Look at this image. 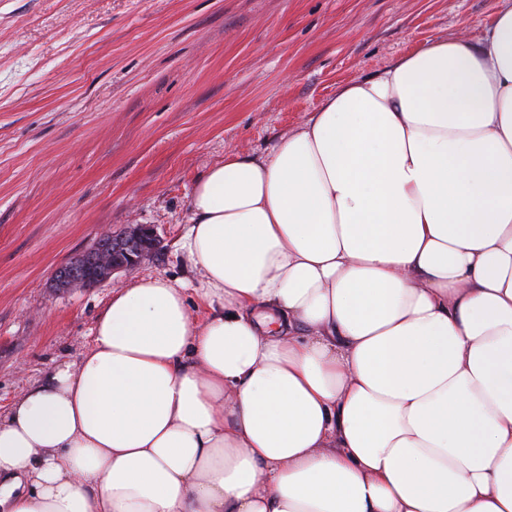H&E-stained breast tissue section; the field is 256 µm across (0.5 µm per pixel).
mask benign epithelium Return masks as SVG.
Segmentation results:
<instances>
[{
    "instance_id": "benign-epithelium-1",
    "label": "benign epithelium",
    "mask_w": 512,
    "mask_h": 512,
    "mask_svg": "<svg viewBox=\"0 0 512 512\" xmlns=\"http://www.w3.org/2000/svg\"><path fill=\"white\" fill-rule=\"evenodd\" d=\"M156 246L150 227L129 224L118 234L101 238L89 260L73 261L62 268L57 288H90L109 280L117 272L135 271Z\"/></svg>"
}]
</instances>
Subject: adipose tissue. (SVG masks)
<instances>
[{"instance_id": "adipose-tissue-1", "label": "adipose tissue", "mask_w": 512, "mask_h": 512, "mask_svg": "<svg viewBox=\"0 0 512 512\" xmlns=\"http://www.w3.org/2000/svg\"><path fill=\"white\" fill-rule=\"evenodd\" d=\"M189 209L197 282L132 278L0 412V512H512V0Z\"/></svg>"}]
</instances>
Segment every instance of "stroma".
I'll return each mask as SVG.
<instances>
[{
  "instance_id": "35a3bbf8",
  "label": "stroma",
  "mask_w": 512,
  "mask_h": 512,
  "mask_svg": "<svg viewBox=\"0 0 512 512\" xmlns=\"http://www.w3.org/2000/svg\"><path fill=\"white\" fill-rule=\"evenodd\" d=\"M495 0H0V406L76 361L131 276L190 281L189 192L270 153L337 88L433 37L477 34ZM129 224L135 274L55 288Z\"/></svg>"
}]
</instances>
